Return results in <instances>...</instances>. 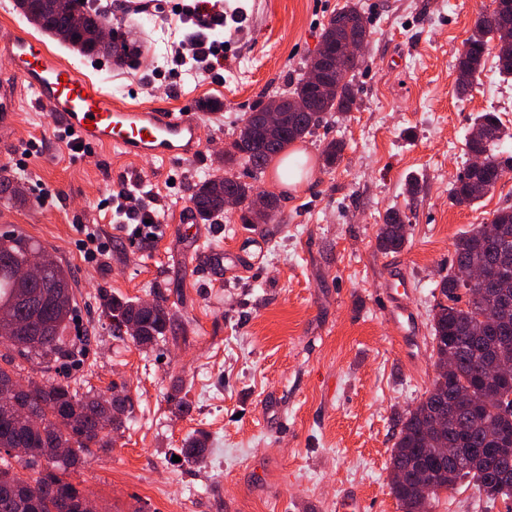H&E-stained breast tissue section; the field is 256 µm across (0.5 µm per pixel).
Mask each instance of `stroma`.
Instances as JSON below:
<instances>
[{
  "instance_id": "1",
  "label": "stroma",
  "mask_w": 512,
  "mask_h": 512,
  "mask_svg": "<svg viewBox=\"0 0 512 512\" xmlns=\"http://www.w3.org/2000/svg\"><path fill=\"white\" fill-rule=\"evenodd\" d=\"M141 50L119 67L53 38L46 45L114 101L179 112L193 108L203 143L186 162L75 149L29 93H21L12 146L0 165L20 193L0 192V232L17 230L55 251L71 273L76 316L66 332L80 361L63 374L73 387L124 390L134 409L114 446L78 463L70 479L99 512H338L358 495L367 512H400L390 492L394 419L414 407L436 375L430 320L458 236L512 206V174L471 206L448 197L469 165L474 118L498 115L512 128V79L488 46L472 90H455L456 63L479 15L494 0H360L370 22L365 64L350 79L351 112L273 158L254 186L278 201L277 217L246 224L240 211L202 223L190 198L216 173L246 112L288 90L319 33L346 0H218L228 21L211 31L225 66L192 77L171 62L188 17L126 0H94ZM343 141L340 162L321 152ZM37 150L23 156L27 142ZM300 153L295 186L278 169ZM419 192L409 196L408 182ZM125 185L144 198L160 233L145 243L133 221L117 222L104 200ZM407 240L376 249L388 210ZM98 232L107 250L88 260L82 241ZM411 286L413 348L390 324L380 291L391 274ZM168 296L184 335L149 351L113 336L105 304L114 296ZM186 392L189 413L167 397ZM206 435L204 463L175 456ZM435 512H512V498L486 500L473 485L440 493Z\"/></svg>"
}]
</instances>
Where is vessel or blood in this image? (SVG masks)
Returning a JSON list of instances; mask_svg holds the SVG:
<instances>
[{"label":"vessel or blood","instance_id":"1","mask_svg":"<svg viewBox=\"0 0 512 512\" xmlns=\"http://www.w3.org/2000/svg\"><path fill=\"white\" fill-rule=\"evenodd\" d=\"M0 53L9 59L23 89L32 92L63 128L71 130L75 144L113 147L130 158L147 155L171 161L194 157L200 149V121L193 112L117 104L99 83L79 75L36 39L2 40ZM18 116L17 94L1 93V144H10ZM403 286L399 278H392L382 300L401 342L406 344L412 338L415 319Z\"/></svg>","mask_w":512,"mask_h":512}]
</instances>
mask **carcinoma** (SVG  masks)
I'll use <instances>...</instances> for the list:
<instances>
[{
    "mask_svg": "<svg viewBox=\"0 0 512 512\" xmlns=\"http://www.w3.org/2000/svg\"><path fill=\"white\" fill-rule=\"evenodd\" d=\"M14 7L39 31L64 41L83 56L106 55L122 62L137 52L118 27L112 29V41L107 44L87 38L93 29L112 24V18L83 0H14ZM497 14L495 10L479 16L465 40L456 77L460 94L471 90L492 39L497 40L499 74L512 77V20L499 21ZM370 34L364 10L348 0L322 29L319 47L306 64L309 71L317 69L324 53H335L336 78L320 85L299 79L276 97L280 118L274 124L266 121L267 103L246 113L236 138L224 150V173L212 174L195 185L191 202L200 221L208 224L221 217L227 194L236 197L244 223L274 220V199H268L266 212L258 211L254 185L232 173L234 165H243L256 179L289 144L312 134L324 119L351 111L356 89L348 75L364 60L348 55L346 49L368 41ZM510 143L512 129L495 113L475 118L465 145L470 152L486 154L490 162L479 170L469 166L457 176L450 190L453 203L474 204L512 173ZM343 151V142H327L322 150L323 167H335ZM404 223L399 211L387 212L376 237L379 252L403 247L407 239ZM31 257L44 265L51 286L66 290V303L47 299L29 310V296L40 285L18 280L15 268ZM463 268L489 269L495 278L483 290H470L459 279ZM437 288L448 303L439 302L434 308L432 357L438 363L448 357V347L454 346L457 367L436 376L425 397L397 419L399 431L390 454V472L397 481L390 489L401 512H433L432 503L438 501L439 493L465 479L488 500L512 496V453H494L496 448H512V382L484 377L495 362L512 364V208L496 211L489 222L459 236L453 264ZM9 306L32 316L34 328L19 337L0 335V345L7 350L0 356L4 361L0 389L6 392L16 376L12 353L35 357L46 370L75 357L74 346L65 336L75 312L70 273L53 250L14 230L0 233V308ZM106 308L113 335L122 336L127 322L138 325L137 334L129 339L140 350L151 349L182 330L173 306L162 294L147 308L140 301L115 296ZM28 386L31 390L14 393L10 399L0 396V512H77V503L86 493L69 480L70 470L94 451L112 447L109 431L123 427L133 401L126 395L115 403L92 389L81 393L64 377H48ZM14 399L32 415L27 428L18 430L9 420ZM59 448L69 449L68 455L59 456ZM180 454L188 463H202L206 438L186 440ZM28 469L36 470V475L25 474Z\"/></svg>",
    "mask_w": 512,
    "mask_h": 512,
    "instance_id": "cac0c4a2",
    "label": "carcinoma"
}]
</instances>
